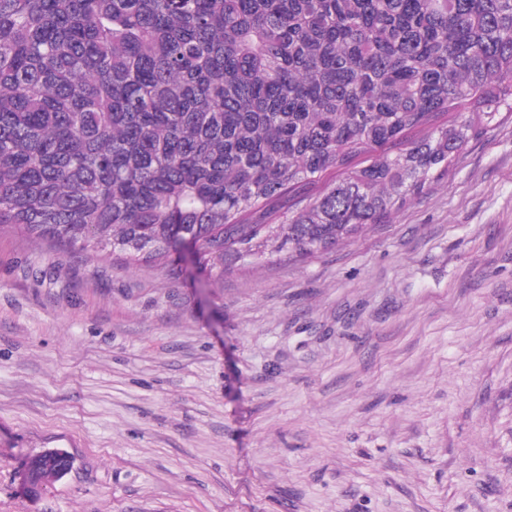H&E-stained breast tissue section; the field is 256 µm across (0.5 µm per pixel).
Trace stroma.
<instances>
[{
  "label": "stroma",
  "instance_id": "obj_1",
  "mask_svg": "<svg viewBox=\"0 0 512 512\" xmlns=\"http://www.w3.org/2000/svg\"><path fill=\"white\" fill-rule=\"evenodd\" d=\"M0 512H512V120L220 282L1 230ZM62 452L65 455L61 456ZM57 453L59 455L51 459L39 454L28 459L22 474L24 476L22 486L27 494L37 496L48 480L61 478L72 468L71 456L63 450ZM66 456H69L71 460H68Z\"/></svg>",
  "mask_w": 512,
  "mask_h": 512
}]
</instances>
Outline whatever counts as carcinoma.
<instances>
[{
    "instance_id": "cac0c4a2",
    "label": "carcinoma",
    "mask_w": 512,
    "mask_h": 512,
    "mask_svg": "<svg viewBox=\"0 0 512 512\" xmlns=\"http://www.w3.org/2000/svg\"><path fill=\"white\" fill-rule=\"evenodd\" d=\"M503 110L512 0H0V228L133 263L188 238L221 280L385 222Z\"/></svg>"
}]
</instances>
